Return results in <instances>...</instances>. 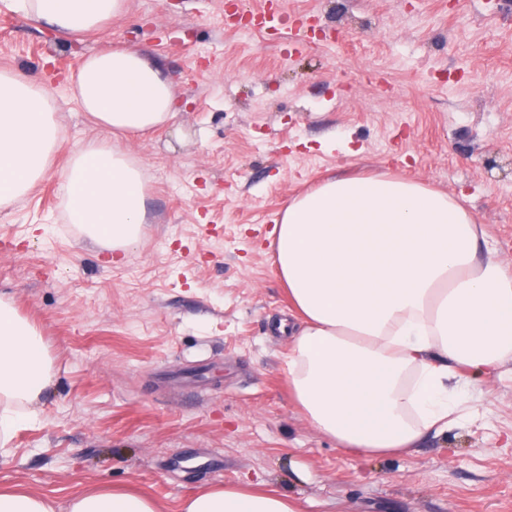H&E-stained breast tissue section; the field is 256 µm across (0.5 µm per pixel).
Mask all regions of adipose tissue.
<instances>
[{
	"mask_svg": "<svg viewBox=\"0 0 512 512\" xmlns=\"http://www.w3.org/2000/svg\"><path fill=\"white\" fill-rule=\"evenodd\" d=\"M61 33L100 30L125 0H7ZM73 95L97 126L145 132L173 116L175 89L134 49L88 56ZM57 126L44 83L0 71V210L42 177ZM61 192L68 223L115 246L139 241L146 217L140 165L112 144L78 149ZM274 263L302 321L288 379L304 416L354 455L415 448L448 427L460 367L489 378L512 360V274L489 237L448 195L386 173L326 179L294 197L276 223ZM52 385L43 342L0 299V447ZM0 512H165L126 488H91L66 501L10 488ZM181 512H299L252 485L204 488Z\"/></svg>",
	"mask_w": 512,
	"mask_h": 512,
	"instance_id": "obj_1",
	"label": "adipose tissue"
}]
</instances>
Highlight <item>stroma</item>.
<instances>
[{
  "label": "stroma",
  "mask_w": 512,
  "mask_h": 512,
  "mask_svg": "<svg viewBox=\"0 0 512 512\" xmlns=\"http://www.w3.org/2000/svg\"><path fill=\"white\" fill-rule=\"evenodd\" d=\"M126 0L60 35L0 4V70L43 80L58 141L0 211V297L38 330L53 384L0 455V485L65 500L132 487L167 504L263 482L300 512H512V371L474 378L448 430L407 454L354 458L288 387V290L270 233L338 173L388 172L458 200L512 272V0ZM135 48L176 111L145 135L99 128L72 95L90 54ZM119 145L146 173L137 246L69 224L76 149Z\"/></svg>",
  "instance_id": "stroma-1"
}]
</instances>
